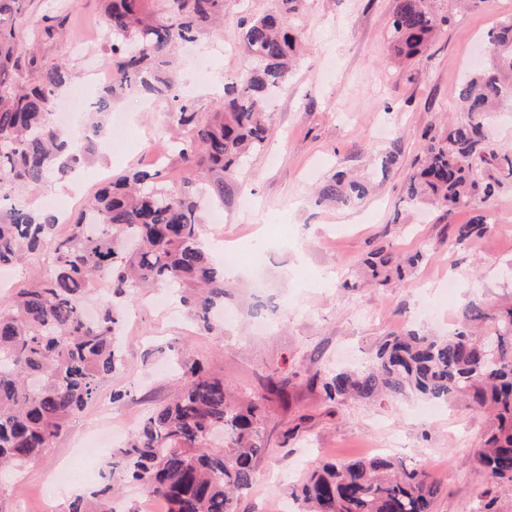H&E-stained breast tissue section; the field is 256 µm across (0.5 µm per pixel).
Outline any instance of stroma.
<instances>
[{"mask_svg":"<svg viewBox=\"0 0 512 512\" xmlns=\"http://www.w3.org/2000/svg\"><path fill=\"white\" fill-rule=\"evenodd\" d=\"M65 23L35 47L40 65L67 64L74 74L64 97L96 99L83 61L70 45L92 48L107 62L99 0H63ZM274 0H225L224 23L179 51V78L201 112L214 111L225 80L248 65L237 21L269 11ZM394 0H304L294 23L296 65L271 105V138L241 176L256 201L224 199L218 221L202 236L240 308L261 305L267 328L243 316L216 336L188 318L176 298L166 311L154 292L140 294L134 321L122 327L124 361L106 381L99 401L72 420L49 453L0 489V512H67L79 487L99 489L121 438L114 428L164 402L174 385L172 351L210 365L239 394L258 399L272 453L257 464L251 491L239 512H298L291 491L325 460H349L380 447L412 461L442 492L435 512H477L481 478L475 455L491 431L490 413L456 402L423 414L416 397L392 402L325 400L313 374L366 363L381 337L415 326L446 335L450 317L470 296L489 305L512 303V187L504 186L489 209L500 211L482 237L464 247L450 242L451 227L470 209L414 210L404 183L421 151L422 132L457 118L459 89L478 67L488 34L512 0H436L449 19L422 55L398 66L390 58L387 22ZM161 102L140 103L126 93L113 112L128 114L117 131L121 145L100 151L75 177H51L25 199L36 208L76 216L95 193L96 171L120 173L170 128ZM398 146L397 164L375 192L354 207L315 205V187L337 169L371 174L379 153ZM378 244L394 255L421 253L402 281L369 283L363 260ZM124 391L113 401V391Z\"/></svg>","mask_w":512,"mask_h":512,"instance_id":"1","label":"stroma"}]
</instances>
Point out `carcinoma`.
Returning <instances> with one entry per match:
<instances>
[{"label":"carcinoma","instance_id":"obj_1","mask_svg":"<svg viewBox=\"0 0 512 512\" xmlns=\"http://www.w3.org/2000/svg\"><path fill=\"white\" fill-rule=\"evenodd\" d=\"M22 0H0V267L49 255L45 276L0 302V470L38 461L69 421L99 397L122 363L125 305L151 286L167 289L202 328L219 330L213 313L229 296L224 270L200 236L199 196L224 203L239 189L236 175L271 137L267 100L285 89L294 37L290 25L303 0H278L272 13L239 21V44L250 65L224 84V100L208 116L180 89L173 48L194 42L224 18V0H101L112 41V87L85 113L90 134L73 141L50 119L70 70L37 69ZM430 0H395L388 21L392 58L422 53L439 27ZM490 61L460 86L462 112L441 130L423 133V158L409 175L406 203L451 213L476 211L453 227L457 246L493 225L483 204L512 183V150L491 143L490 117L512 112V18L489 35ZM162 99L182 130L177 155L200 182H160V172L137 168L112 177L70 224L56 234L58 217L36 210L19 191L76 169L94 153L116 89ZM368 182L338 171L317 189L318 201L351 206L369 194ZM417 253L399 263L381 245L365 260L377 284L403 279ZM104 277L112 303L90 319L84 283ZM171 400L149 409L115 454L107 483L78 496L68 512H116L115 477L163 498L168 512H237L235 496L250 489L256 463L270 448L258 401L236 398L224 378L198 360H177ZM325 399H386L413 394L492 409L495 424L476 460L487 487L478 512H496L498 487H512V305L491 307L474 296L446 337L416 330L385 336L369 365L357 371L317 372ZM437 483L400 456L378 454L327 462L299 491L305 512H434Z\"/></svg>","mask_w":512,"mask_h":512}]
</instances>
